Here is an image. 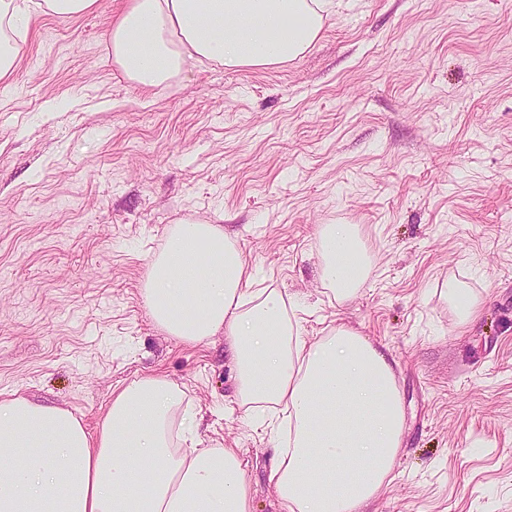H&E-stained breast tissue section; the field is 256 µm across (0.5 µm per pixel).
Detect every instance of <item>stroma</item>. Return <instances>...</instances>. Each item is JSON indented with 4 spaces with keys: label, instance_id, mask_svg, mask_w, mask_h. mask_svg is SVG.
Returning a JSON list of instances; mask_svg holds the SVG:
<instances>
[{
    "label": "stroma",
    "instance_id": "1",
    "mask_svg": "<svg viewBox=\"0 0 512 512\" xmlns=\"http://www.w3.org/2000/svg\"><path fill=\"white\" fill-rule=\"evenodd\" d=\"M121 5L33 15L0 83V392L92 431L165 378L200 447L235 449L251 512H282L278 434L241 406L223 334L185 343L143 303L169 225L218 219L307 341L344 324L394 354L402 446L365 512H512V0H338L292 63L192 61L150 92L112 66ZM323 224L371 256L345 302L319 279ZM451 280L483 300L465 331Z\"/></svg>",
    "mask_w": 512,
    "mask_h": 512
}]
</instances>
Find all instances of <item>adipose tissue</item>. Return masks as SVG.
I'll return each instance as SVG.
<instances>
[{
    "label": "adipose tissue",
    "instance_id": "adipose-tissue-1",
    "mask_svg": "<svg viewBox=\"0 0 512 512\" xmlns=\"http://www.w3.org/2000/svg\"><path fill=\"white\" fill-rule=\"evenodd\" d=\"M333 0H126L108 33L113 67L152 90L177 83L192 60L266 70L303 57ZM31 15L0 0V80L15 72ZM320 279L338 300L371 271L356 225L318 233ZM236 241L221 225L180 220L151 256L142 285L167 334L199 343L223 334L240 403L288 417V443L269 480L284 512H363L389 483L405 411L389 350L338 325L307 341L282 292L253 290ZM181 392L141 376L117 393L95 434L70 412L9 392L0 397V512H250L234 449L179 448Z\"/></svg>",
    "mask_w": 512,
    "mask_h": 512
}]
</instances>
